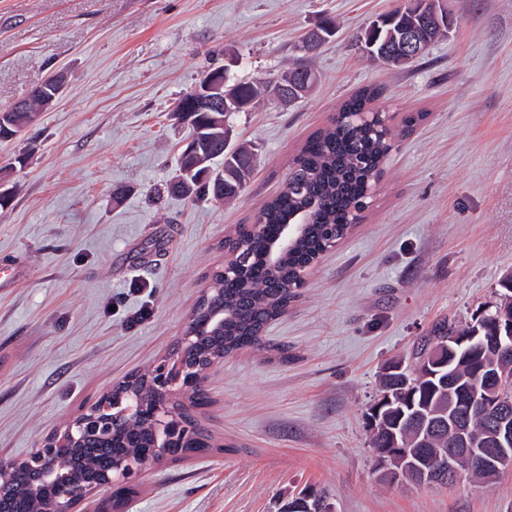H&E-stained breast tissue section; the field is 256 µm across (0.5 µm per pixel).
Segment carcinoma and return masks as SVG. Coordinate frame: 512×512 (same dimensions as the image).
I'll use <instances>...</instances> for the list:
<instances>
[{
	"mask_svg": "<svg viewBox=\"0 0 512 512\" xmlns=\"http://www.w3.org/2000/svg\"><path fill=\"white\" fill-rule=\"evenodd\" d=\"M423 18L424 11L407 0L405 6L367 27L362 42L368 57L396 68L412 65L410 61L391 59V54L396 52L409 29L424 27ZM449 26V13H439L438 22L425 27L428 43L447 36ZM302 72L308 73L310 68L299 63L283 73L271 89L231 78L228 80L230 106L241 112L267 91L278 92L280 84ZM54 90V81L50 80L22 100L27 110L21 111L13 105L0 111V134L29 125L38 112L51 105ZM195 93L193 89L183 95L178 106L187 112H176L174 116L190 120V139L197 145L196 155L178 160V174L168 190L197 203L232 202L243 192L253 171L255 148L224 139L223 122L215 120L210 112L194 108ZM375 98V90L364 88L345 100L329 125L313 134L294 156L284 189L263 204L254 223L239 228L225 241L227 264L212 273L210 285L184 331L192 341L186 359L197 367V372L206 373L213 360L261 347L267 325L283 315L299 297L305 284V270L349 233L354 220L362 218L360 212L369 207L374 187L394 149V137L385 124V116L371 107ZM304 214L310 220L303 232L287 252L270 261L269 241L279 234L282 225L291 224ZM497 329L495 319H489L483 329L485 345L464 344L450 354L442 345L448 332L468 336L472 327L440 323L424 337L411 361L398 360L391 364L395 371L382 374L379 386L386 388L403 375L411 378L413 385L402 392L403 398L428 410L432 419H440L448 413V395L441 393L442 381L430 377L425 370V360L436 356L449 358L457 391L465 393L471 388L478 368L497 359L492 344ZM156 371L154 367L136 373L112 389V395L117 398L134 397L145 405L142 415H124L117 408L111 421L84 432L71 458L54 460L33 456L19 464L0 488V512H42L52 487L40 486L36 499L33 488L39 486L40 473L47 467H56L82 491L86 485L97 482L118 460L144 465L165 457L178 459L213 451L210 437L181 402L173 403L171 411L188 424L189 430L185 436L165 442L151 419L152 407L163 401V395L152 385ZM405 423L401 416L388 414L385 426L371 429V447H388L390 437L386 427L396 425L403 428L399 437L403 447L421 446L420 430L410 429ZM460 472L483 481L498 476L491 469L475 465L470 453L462 457Z\"/></svg>",
	"mask_w": 512,
	"mask_h": 512,
	"instance_id": "1",
	"label": "carcinoma"
}]
</instances>
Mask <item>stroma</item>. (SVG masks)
Instances as JSON below:
<instances>
[{
  "mask_svg": "<svg viewBox=\"0 0 512 512\" xmlns=\"http://www.w3.org/2000/svg\"><path fill=\"white\" fill-rule=\"evenodd\" d=\"M401 0H0V110L64 85L0 161L28 156L0 210V457L24 459L102 394L171 352L224 264V241L282 190L290 158L359 89L376 88L397 148L364 220L312 267L265 348L211 367L192 414L214 452L150 466L123 512H280L303 488L331 512H512L490 483L387 485L367 412L378 376L440 319L471 322L512 273V0H449L447 38L406 69L356 39ZM302 99L238 113L258 149L224 206L151 200L187 130L175 102L203 72L272 81L324 18ZM427 118L413 132L404 120ZM122 197H115L117 187ZM286 355H279V348Z\"/></svg>",
  "mask_w": 512,
  "mask_h": 512,
  "instance_id": "35a3bbf8",
  "label": "stroma"
}]
</instances>
